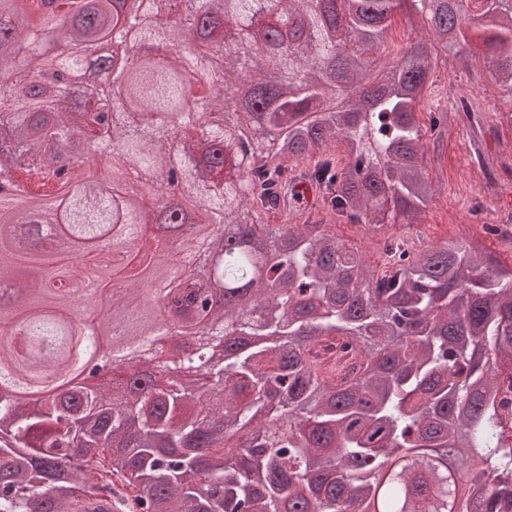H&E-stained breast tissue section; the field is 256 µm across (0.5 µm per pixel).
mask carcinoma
<instances>
[{
    "label": "carcinoma",
    "mask_w": 512,
    "mask_h": 512,
    "mask_svg": "<svg viewBox=\"0 0 512 512\" xmlns=\"http://www.w3.org/2000/svg\"><path fill=\"white\" fill-rule=\"evenodd\" d=\"M184 5L172 18L167 0H0V133L25 145L0 146V174L38 175L21 213L0 207V318L25 317L54 343L5 356L0 375L66 367L72 271L56 240L85 253L112 237L121 274L143 225L179 219L173 162L190 189L184 223L238 226L223 242L231 305L211 306L206 279L168 292L176 323L221 328L200 340L192 380L118 363L117 386L73 380L34 413L0 397V512H82L102 493L122 512H512L498 401L512 380V269L395 231L381 271L325 228L371 232L389 217L413 230L435 194L416 108L435 61L462 57L471 37L512 114V0ZM399 14L427 39L394 49ZM117 29L145 54L110 76L94 53L114 50ZM162 43L181 51L151 59ZM165 118L182 132L174 156L155 132ZM259 119L282 129L283 152L257 156L246 179L239 142L261 139ZM445 122L431 113L435 150ZM302 182L323 218L293 206ZM150 322L144 307L134 333L155 348ZM327 342L353 366L323 373L313 350Z\"/></svg>",
    "instance_id": "obj_1"
}]
</instances>
